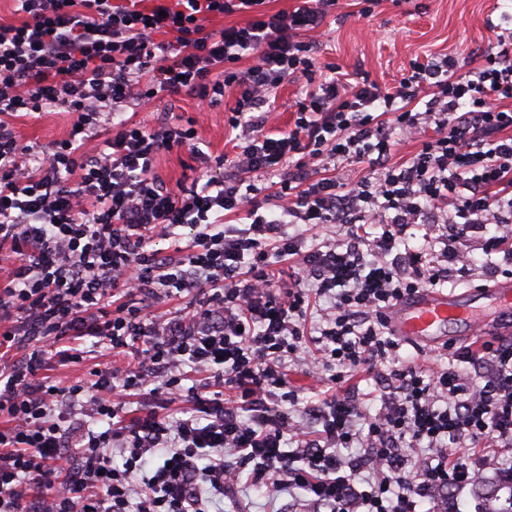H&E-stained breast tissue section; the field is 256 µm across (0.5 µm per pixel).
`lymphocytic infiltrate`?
<instances>
[{"label": "lymphocytic infiltrate", "mask_w": 512, "mask_h": 512, "mask_svg": "<svg viewBox=\"0 0 512 512\" xmlns=\"http://www.w3.org/2000/svg\"><path fill=\"white\" fill-rule=\"evenodd\" d=\"M14 2L17 21L0 23V253L13 257L0 265V512H210L244 483L301 490L306 512H448L449 489L494 463L478 444L512 452V342L457 349L456 361L492 364L470 380L401 359L387 322L404 297L471 274L461 245L486 225L485 254L512 263L511 28L479 66L416 62L384 89L343 81L302 39L335 0L277 12L267 0ZM235 14L247 22L208 30ZM297 73L308 87L293 126L266 132L273 91ZM231 87L237 151L203 184L174 190L155 170L182 147L208 163L192 126L124 122L83 149L101 115L150 110L162 93L202 111ZM57 108L76 116L67 138L21 144L22 113ZM396 128L421 142L401 163ZM255 175L271 177L267 194ZM326 224L343 239L320 238ZM419 224L452 235L404 248ZM286 261L290 282L275 288ZM185 294L188 311L150 314ZM322 297L308 373L329 388L307 427L289 411L288 370ZM92 347L105 359L88 377L52 376ZM390 360L392 388L369 413L343 383ZM142 393L150 406L128 415L125 398ZM179 402L189 417L168 415ZM354 446L362 455L345 457Z\"/></svg>", "instance_id": "obj_1"}]
</instances>
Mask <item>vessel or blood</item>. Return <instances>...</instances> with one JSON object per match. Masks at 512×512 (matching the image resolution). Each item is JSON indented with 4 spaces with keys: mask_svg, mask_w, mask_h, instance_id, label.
Wrapping results in <instances>:
<instances>
[{
    "mask_svg": "<svg viewBox=\"0 0 512 512\" xmlns=\"http://www.w3.org/2000/svg\"><path fill=\"white\" fill-rule=\"evenodd\" d=\"M512 323V280L477 292L446 293L421 290L400 301L389 313L394 335L414 344L436 346L446 342L451 328L467 334H492Z\"/></svg>",
    "mask_w": 512,
    "mask_h": 512,
    "instance_id": "vessel-or-blood-1",
    "label": "vessel or blood"
}]
</instances>
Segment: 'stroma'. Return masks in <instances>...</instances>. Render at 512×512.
I'll list each match as a JSON object with an SVG mask.
<instances>
[{
    "instance_id": "stroma-1",
    "label": "stroma",
    "mask_w": 512,
    "mask_h": 512,
    "mask_svg": "<svg viewBox=\"0 0 512 512\" xmlns=\"http://www.w3.org/2000/svg\"><path fill=\"white\" fill-rule=\"evenodd\" d=\"M512 14V0H378L372 14L361 12L359 0H338L322 26L306 31L304 40L316 47L317 59L339 67L350 78L367 77L369 81L390 88L408 74L414 62H427L438 55L478 59L498 41L497 26ZM235 94H225L223 102L206 112H198L194 99L158 96L151 111L125 110L100 124L88 142V150L101 147L112 135L113 124L128 119L153 128L165 119L178 123L196 119L203 151L211 161L234 152V132L228 125ZM73 121L71 115L55 109L20 118L16 130L22 144L46 148L61 141ZM156 170L170 188L191 185L198 174V164L186 148L163 153ZM467 246L476 261L472 277L450 278L448 288L458 291L489 288L506 279L505 264L498 255H485L480 238ZM480 348L481 338L451 333L447 344L416 346L403 344V358L419 364L448 367L452 348L464 344ZM448 512H512V490L503 488L494 470H487L482 486H473L448 497Z\"/></svg>"
}]
</instances>
